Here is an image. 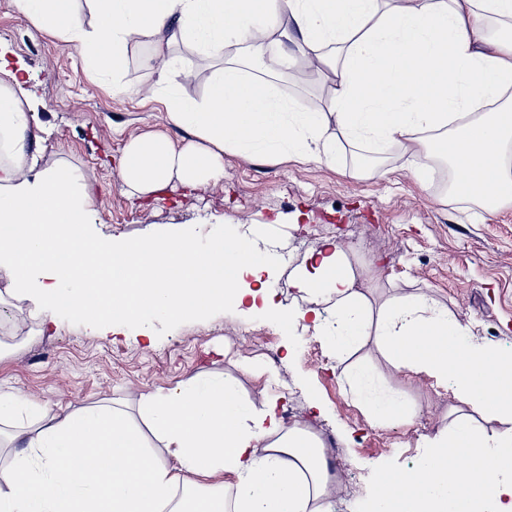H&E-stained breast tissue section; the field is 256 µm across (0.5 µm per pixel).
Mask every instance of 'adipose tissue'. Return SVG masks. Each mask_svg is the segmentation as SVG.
<instances>
[{
  "label": "adipose tissue",
  "mask_w": 512,
  "mask_h": 512,
  "mask_svg": "<svg viewBox=\"0 0 512 512\" xmlns=\"http://www.w3.org/2000/svg\"><path fill=\"white\" fill-rule=\"evenodd\" d=\"M13 0L38 30L75 46L97 76L120 74L127 49L143 37L195 47L223 65L202 104L169 101L170 120L192 139L175 147L146 134L125 145L118 186L147 194L176 181L224 178V156L250 152L339 165V140L375 152L402 145L426 181L422 131L450 128L438 146L454 166L460 193L491 213L512 204V36H486L488 16L512 19V0ZM280 30L309 64L336 45V79L325 111L272 91L224 62L228 44L262 47ZM0 66V270L34 315L62 312L98 333L130 326L149 335L153 320H176L215 306L240 308L245 275L267 266L253 240L219 234L207 245L180 233L123 241L94 233L93 192L66 160L41 165V140ZM493 110L472 118L484 102ZM356 276L336 244L301 272L306 305L278 310L289 330L312 305L330 304L336 350L346 353L370 324ZM382 341L396 368L452 380L472 412L504 429L478 428L470 414L411 472L379 475L371 512H512V355L479 345L447 311L422 296L382 318ZM363 365L348 375L377 423L404 420L406 403L374 393ZM11 426L12 459L0 466V512H319L333 482L319 438L284 428L275 404L254 409L236 381L204 375L141 395L144 427L104 404L59 415L44 404L0 396ZM158 441L149 448L148 439ZM228 474L232 484L210 483Z\"/></svg>",
  "instance_id": "1"
}]
</instances>
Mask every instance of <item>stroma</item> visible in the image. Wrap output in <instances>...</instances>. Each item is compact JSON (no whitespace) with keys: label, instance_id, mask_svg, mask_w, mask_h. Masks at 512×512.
Wrapping results in <instances>:
<instances>
[{"label":"stroma","instance_id":"1","mask_svg":"<svg viewBox=\"0 0 512 512\" xmlns=\"http://www.w3.org/2000/svg\"><path fill=\"white\" fill-rule=\"evenodd\" d=\"M30 22L12 0H0V64L15 71L44 146L43 165L66 158L94 191L95 228L128 241L185 231L206 244L229 232L248 234L272 256L264 279L274 308L302 304L296 275L312 265L326 241L338 243L357 274L373 316L422 294L448 310L476 343L512 352V205L486 214L477 205L438 194L412 174L409 153L393 147L372 154L369 143L341 144L342 161L317 162L225 154L224 179L197 188L178 183L130 197L117 186L127 141L157 133L183 145L188 135L168 120L167 98L203 103L218 65L202 51L175 45L177 66L194 79L171 76L156 97L138 90L148 81L142 61L150 39L131 44L120 74L125 94H113L111 75L93 81L78 49L43 35L29 47ZM231 45L228 57L267 78L282 96L311 111L323 108L328 82L298 57L275 73L258 64L272 54ZM0 271V388L63 413L106 402L135 410L141 394L209 375L235 379L253 407L273 401L279 414L306 426L326 447L337 491L323 512H370L378 475L405 470L445 438L448 413L460 407L455 385L424 373L408 374L390 361L376 334L345 356L335 339L314 328L282 330L272 310L213 308L182 320H157L151 336L101 334L67 315L53 322L28 312ZM274 349L278 365L266 351ZM372 366L380 391L405 398L407 421L375 425L355 399L345 374L356 361Z\"/></svg>","mask_w":512,"mask_h":512}]
</instances>
